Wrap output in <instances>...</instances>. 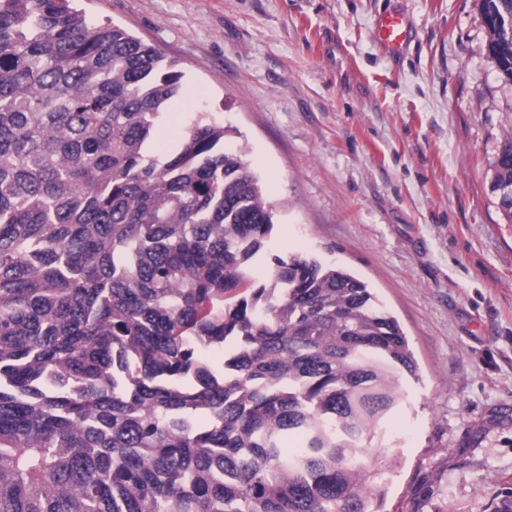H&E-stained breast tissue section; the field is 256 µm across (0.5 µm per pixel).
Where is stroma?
<instances>
[{
    "label": "stroma",
    "instance_id": "obj_1",
    "mask_svg": "<svg viewBox=\"0 0 512 512\" xmlns=\"http://www.w3.org/2000/svg\"><path fill=\"white\" fill-rule=\"evenodd\" d=\"M185 73L280 208L266 252L364 281L417 363L371 442L373 512H512V223L491 191L512 84L480 0H77ZM404 16L401 57L374 35Z\"/></svg>",
    "mask_w": 512,
    "mask_h": 512
}]
</instances>
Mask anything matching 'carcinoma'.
<instances>
[{
    "instance_id": "obj_1",
    "label": "carcinoma",
    "mask_w": 512,
    "mask_h": 512,
    "mask_svg": "<svg viewBox=\"0 0 512 512\" xmlns=\"http://www.w3.org/2000/svg\"><path fill=\"white\" fill-rule=\"evenodd\" d=\"M480 2L512 83V0ZM183 77L69 0H0V512H371L406 336L340 267L251 281L277 208L224 123L158 142ZM505 189L512 131L511 221Z\"/></svg>"
}]
</instances>
